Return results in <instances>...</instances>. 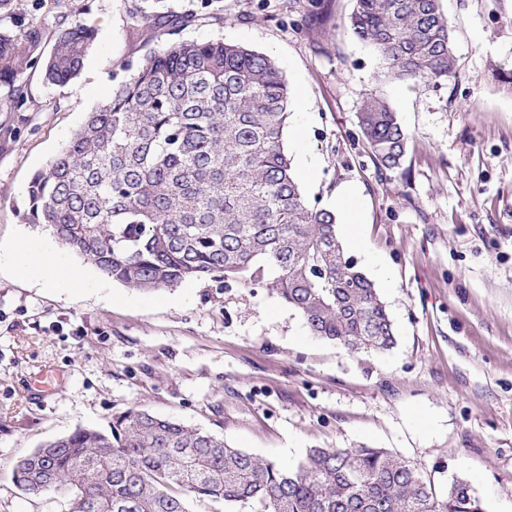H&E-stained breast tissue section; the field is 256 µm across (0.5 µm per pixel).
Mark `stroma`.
Here are the masks:
<instances>
[{"label":"stroma","instance_id":"1","mask_svg":"<svg viewBox=\"0 0 512 512\" xmlns=\"http://www.w3.org/2000/svg\"><path fill=\"white\" fill-rule=\"evenodd\" d=\"M12 0L0 32L38 21L32 55L63 23L94 32L80 74L46 81L22 58L0 83V245L26 239L27 188L116 80L160 50L169 16L199 13L178 41L221 39L273 57L291 94L284 146L305 197L331 208L357 188L359 232L390 272L378 283L396 330L384 352L348 353L311 335L268 286L214 279L140 291L76 255L84 282L46 286L0 267V512H67L12 480L17 461L76 427L107 428L142 407L231 447L297 465L312 448H384L439 486L467 477L486 512H512V0H442L455 67L439 85L398 81L346 30L353 0L320 19L283 0ZM24 97L7 111L11 89ZM409 135L400 168L378 171L358 127L367 94ZM314 171H306L305 159ZM47 392L30 386L38 372Z\"/></svg>","mask_w":512,"mask_h":512}]
</instances>
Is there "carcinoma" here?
Returning a JSON list of instances; mask_svg holds the SVG:
<instances>
[{"label": "carcinoma", "mask_w": 512, "mask_h": 512, "mask_svg": "<svg viewBox=\"0 0 512 512\" xmlns=\"http://www.w3.org/2000/svg\"><path fill=\"white\" fill-rule=\"evenodd\" d=\"M347 27L400 81L439 84L455 53L441 0H355ZM93 32L58 30L45 79L82 69ZM24 37L0 36V75ZM290 93L270 56L222 40L176 41L151 55L85 121L27 191L26 221L103 275L142 291L214 278L261 285L313 336L351 353L385 351L395 328L374 283L348 256L336 215L310 203L283 144ZM358 123L378 168L399 167L408 134L389 103L366 97ZM32 498L69 512H486L464 476L441 489L384 448H313L292 468L142 408L109 431L77 427L15 464Z\"/></svg>", "instance_id": "carcinoma-1"}]
</instances>
